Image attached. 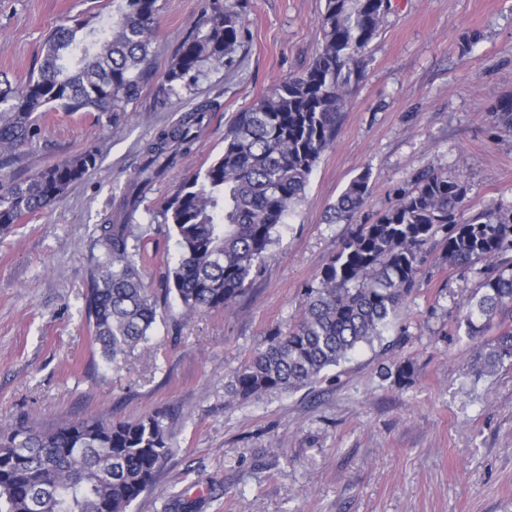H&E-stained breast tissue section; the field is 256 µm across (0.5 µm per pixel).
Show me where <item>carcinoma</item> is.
Segmentation results:
<instances>
[{
  "label": "carcinoma",
  "mask_w": 512,
  "mask_h": 512,
  "mask_svg": "<svg viewBox=\"0 0 512 512\" xmlns=\"http://www.w3.org/2000/svg\"><path fill=\"white\" fill-rule=\"evenodd\" d=\"M111 4L98 27L57 25L29 77L0 87V164L40 140L49 109L110 122L137 98L158 0ZM390 10L391 0H325L320 47L309 68L236 113L224 152L204 172L184 178L161 209L177 247L163 275L165 295H175L184 316L220 310L247 292L334 141L363 56ZM243 39L238 0H207L197 33L180 47L164 86L188 88L205 65L232 63ZM217 108L201 102L155 133L145 146L132 208L190 150ZM489 112L512 128V95ZM96 163L95 151L86 150L0 185V234L51 206ZM369 182V172L359 174L330 205L329 222L352 228L317 283L304 289L299 317L233 373L225 389L235 401L308 386L381 336L415 292L428 247L438 240L449 265L467 270L483 263L482 292L470 298L458 324L466 335H483L482 320L512 310V258L505 259L512 255V205L490 204L465 219V183L432 167L373 222L358 224ZM97 232L100 255L86 311L102 357L115 363L150 340L160 304L142 281L146 253L130 247L127 225L109 218ZM506 363L512 366L511 328L484 344L472 369L483 375ZM413 375L410 359L381 372L399 387ZM172 452V419L162 411L131 421L86 418L51 428L21 421L0 428V512H128Z\"/></svg>",
  "instance_id": "cac0c4a2"
}]
</instances>
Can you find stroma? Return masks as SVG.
Instances as JSON below:
<instances>
[{"label": "stroma", "mask_w": 512, "mask_h": 512, "mask_svg": "<svg viewBox=\"0 0 512 512\" xmlns=\"http://www.w3.org/2000/svg\"><path fill=\"white\" fill-rule=\"evenodd\" d=\"M106 3L0 0V73L26 79L60 19L102 21ZM391 3L336 138L251 289L189 320L168 299L150 342L116 364L102 358L85 311L96 225H129L152 258L143 282L162 295L176 254L162 207L223 152L236 112L310 66L325 0H240L246 39L234 64L205 66L196 84L170 94L164 74L206 0H160L149 70L128 111L109 124L49 112L40 142L0 166V183L89 148L98 162L0 237V426L168 412L173 452L129 512H187V502L189 512H512V367L479 378L470 369L512 314L496 315L481 339L456 329L481 287L477 269L431 262L380 339L314 385L250 403L225 391L233 371L298 318L303 288L350 230L327 223L326 211L361 172L371 190L362 222L430 167L466 183L471 211L512 205V128L489 112L512 94V0ZM473 32L479 41L462 52ZM205 100L220 112L127 210L146 143ZM404 358L414 382L399 389L379 369Z\"/></svg>", "instance_id": "1"}]
</instances>
